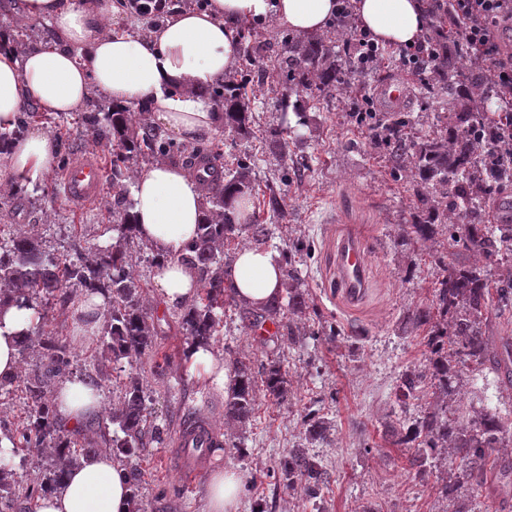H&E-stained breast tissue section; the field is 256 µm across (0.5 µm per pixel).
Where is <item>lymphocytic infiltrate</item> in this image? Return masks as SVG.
I'll list each match as a JSON object with an SVG mask.
<instances>
[{"instance_id":"1","label":"lymphocytic infiltrate","mask_w":512,"mask_h":512,"mask_svg":"<svg viewBox=\"0 0 512 512\" xmlns=\"http://www.w3.org/2000/svg\"><path fill=\"white\" fill-rule=\"evenodd\" d=\"M430 6L443 9L450 22L428 29L416 44L395 49L403 70L414 78L436 71L441 52L451 44L487 65L502 97L511 101L512 43L502 35L512 32V0H430ZM332 26L344 36L346 50L360 68L376 69L385 59L386 49L359 27L353 0H338Z\"/></svg>"}]
</instances>
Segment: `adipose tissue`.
I'll return each instance as SVG.
<instances>
[{
    "instance_id": "1",
    "label": "adipose tissue",
    "mask_w": 512,
    "mask_h": 512,
    "mask_svg": "<svg viewBox=\"0 0 512 512\" xmlns=\"http://www.w3.org/2000/svg\"><path fill=\"white\" fill-rule=\"evenodd\" d=\"M112 0H23L26 17L47 21L56 38L39 46L0 47V129L12 127L19 112L36 104L50 114L77 111L92 92L123 107H147L169 131L187 140L209 135L221 121L206 90L239 60L242 21L275 18L299 34L324 31L336 0H209L201 10H178L149 39L104 32ZM362 29L381 43L417 42L424 30L418 0H357ZM54 138L33 133L0 154L7 170L39 174L50 169ZM132 209L139 236L162 255L156 282L166 305L189 301L197 289L193 270L176 260L196 236L202 220L199 184L183 169L158 163L141 173L133 187ZM282 263L270 249H240L230 269L236 292L259 306L280 293ZM26 309L0 313V377L19 369L17 341L30 324ZM100 395L80 383L59 392L57 410L70 422L99 411ZM239 475L211 476L207 512H237ZM129 488L124 471L110 456L92 458L71 470L59 491L41 496L36 512H127Z\"/></svg>"
}]
</instances>
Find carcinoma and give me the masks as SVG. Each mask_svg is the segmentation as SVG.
<instances>
[{
	"mask_svg": "<svg viewBox=\"0 0 512 512\" xmlns=\"http://www.w3.org/2000/svg\"><path fill=\"white\" fill-rule=\"evenodd\" d=\"M358 63L340 59L323 38L314 36L288 44V56L279 65L285 75L284 98L305 93L308 101L336 89L345 69ZM440 99L452 97L455 110L439 117L440 133L414 142L408 135L407 115L384 112L368 124L370 141L386 150L392 167L428 186L418 195L415 219L405 225L406 242L432 239L439 227L448 229V243L473 257L467 264H445L432 288L428 304L406 317L410 332H425L430 350L428 373L411 369L401 374L397 398L406 406L418 400L430 387L448 393L462 369L481 373L489 368L501 372L500 358L486 337L491 316L512 312V224L495 219L494 205L505 200L512 190V112H489L492 98L490 77L481 67L469 70L457 55L442 58L439 71ZM246 83L236 75L224 77V83L207 90L221 109L224 126L248 136L255 124L251 97ZM146 108L134 113L117 105L105 106L90 100L78 121L96 145L112 149V216L119 233L115 243L98 249L94 255L67 259L46 251L41 239L20 229L0 228V313L10 307L41 315L40 304L58 293L68 302L78 293L102 294L109 308L100 337L102 358L115 365L132 363L133 358L152 348L155 328L141 305L138 282L130 273L126 243L138 238L132 220L129 192L130 162L136 160L190 163L202 157L196 146L174 145L157 125L147 121ZM47 114L29 105L18 116L13 129L0 131V152L20 138L28 125ZM204 191V212L196 238L179 254L178 260L192 268L199 292L183 310L182 319L190 336V346L208 348L220 323V311L235 307L242 328L256 331L268 323L275 325V336L299 342L300 331L293 316L307 308L308 293L292 253L283 250V291L262 308L242 302L229 281V254L224 247L242 231L247 244L267 249L275 238L276 225L258 220L244 223L247 213H233L230 201L253 195L249 168L219 169L209 163L198 176ZM464 215V224L448 220ZM39 348L38 361L24 379L27 421L20 437L7 436L11 457L32 448L51 459L39 484L28 489L25 498L52 493L61 488L68 471L102 453L123 463L130 491L128 512H145L140 489L144 472L137 461L140 449L155 438L150 429V403L138 374L129 373L119 406L106 419L116 426L108 448H72L64 434L57 408L47 398L51 384L69 372V345L55 336H45L35 325L21 333L18 354ZM224 399V419L247 421L255 411L257 382L262 376L267 395L279 400L288 394V373L280 359L260 365L235 362ZM328 422L319 416L307 419L301 443L278 462V470L288 489H301L315 498L328 486L329 474L320 459L309 451V444L326 437ZM512 424L496 408L484 407L470 420H450L448 413L433 408L389 429L395 443L412 448L410 467L426 470L440 448H452L461 464L454 482L438 487L446 497L455 485L480 487L492 477H512V458L498 456L499 447ZM20 498L13 465L0 466V512H15Z\"/></svg>",
	"mask_w": 512,
	"mask_h": 512,
	"instance_id": "obj_1",
	"label": "carcinoma"
}]
</instances>
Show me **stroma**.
<instances>
[{
	"mask_svg": "<svg viewBox=\"0 0 512 512\" xmlns=\"http://www.w3.org/2000/svg\"><path fill=\"white\" fill-rule=\"evenodd\" d=\"M241 41L260 40L263 49L253 64L238 61L235 71L247 75L255 94L251 106L256 123L251 136L231 129L215 130L208 144L217 146L224 167L251 165L259 195L277 194L287 211L275 242L296 248L297 267L307 284L316 315L297 317L303 338L296 345L244 331L234 310L221 317L211 349L224 363L244 360L260 364L281 358L288 372V396L281 401L258 395L255 415L243 424L224 421L225 388L191 369L183 356L186 331L180 307L164 305L156 283L152 251L137 253L135 276L142 286L147 312L158 334L152 350L133 364L148 386L153 427L159 438L140 452L145 473L141 496L148 512H206V487L212 473L233 470L241 475L238 512H252L262 503L266 512H459L481 493L464 487L453 496L439 497L437 483L457 471L454 453L437 457L435 469L409 472L408 449L386 439L384 428L418 413L427 400L411 408L395 398L396 381L407 368L425 369L429 352L421 336L404 330L409 313L431 297V282L441 263L466 260V253L449 247L446 233L424 245H404L403 226L410 221L413 186L394 173L385 151L375 148L361 124L352 117L362 99L374 111L382 105L374 87L391 76H401L397 62L387 61L369 73L356 75L354 84L363 98L344 89L307 110L309 121L300 128L301 140L292 142L287 159L270 153L274 131L296 124L295 114L284 113V87L279 63L296 35L275 19L244 22ZM406 110L413 118L415 139L431 135L440 107L432 83L411 86ZM31 130L50 133L58 142L55 165L34 184L25 207L27 230L41 237L48 250L88 255L112 242L105 227L112 222V189L104 187L98 206L75 212L56 193L61 171L74 154H95L99 148L78 123L76 115L60 117L58 124L34 122ZM363 235L371 274L370 291L358 306L346 305L336 296L333 256L344 233ZM78 305L50 301L40 327L63 336L74 356L73 370L80 373L101 366L95 336L79 335ZM336 338H328L329 328ZM449 416L474 417L483 408H497L512 418V393L499 389L495 374L473 378L460 372L448 395L438 400ZM205 414L220 431L224 446L215 450L193 485H185L170 466L176 455L172 442L186 412ZM331 419L334 430L327 442L313 452L329 471V486L317 499L291 490L274 473L277 461L298 440L307 414Z\"/></svg>",
	"mask_w": 512,
	"mask_h": 512,
	"instance_id": "1",
	"label": "stroma"
}]
</instances>
